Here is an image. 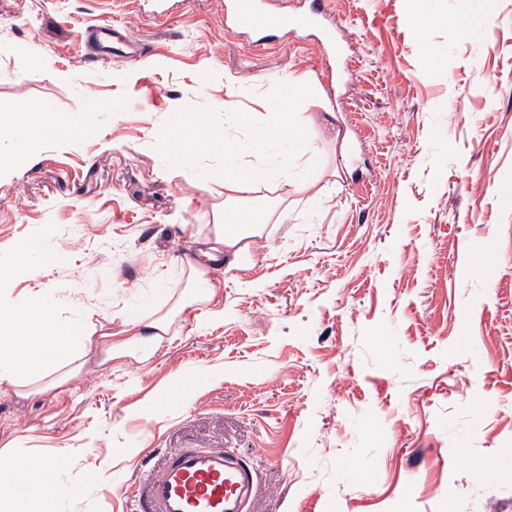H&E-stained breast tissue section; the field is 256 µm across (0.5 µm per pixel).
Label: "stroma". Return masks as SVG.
Returning <instances> with one entry per match:
<instances>
[{
  "mask_svg": "<svg viewBox=\"0 0 512 512\" xmlns=\"http://www.w3.org/2000/svg\"><path fill=\"white\" fill-rule=\"evenodd\" d=\"M345 65L297 30L259 49L224 0H0V99L58 121L0 129L5 304L111 323L120 356L0 390L10 512H129L195 442L248 460L250 512H512V0H331ZM124 25L136 61L79 33ZM306 76L311 123L266 153L321 168L317 196L254 191L262 237L193 300L224 206L226 90L255 124ZM168 315L129 343L120 316ZM69 463L56 465L59 454ZM208 265L198 264L190 266V287L198 288V297L201 301L211 302L214 299V292L210 291V278L208 276Z\"/></svg>",
  "mask_w": 512,
  "mask_h": 512,
  "instance_id": "obj_1",
  "label": "stroma"
}]
</instances>
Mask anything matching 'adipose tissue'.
I'll list each match as a JSON object with an SVG mask.
<instances>
[{
	"instance_id": "obj_1",
	"label": "adipose tissue",
	"mask_w": 512,
	"mask_h": 512,
	"mask_svg": "<svg viewBox=\"0 0 512 512\" xmlns=\"http://www.w3.org/2000/svg\"><path fill=\"white\" fill-rule=\"evenodd\" d=\"M276 112V121L252 127V150L263 151L284 132L299 134L310 122L307 114L284 101ZM255 177L254 171L239 164L224 167V212L236 222L214 225L209 251L223 255L228 266L238 263L263 233L262 226L250 221L256 204L250 185ZM100 344V337L91 332L69 335L59 318L41 305L22 310L0 306V386L21 391L43 373L72 364Z\"/></svg>"
}]
</instances>
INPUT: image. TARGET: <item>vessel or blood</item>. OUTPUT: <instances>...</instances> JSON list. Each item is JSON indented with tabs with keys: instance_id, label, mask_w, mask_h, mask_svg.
I'll return each instance as SVG.
<instances>
[{
	"instance_id": "1",
	"label": "vessel or blood",
	"mask_w": 512,
	"mask_h": 512,
	"mask_svg": "<svg viewBox=\"0 0 512 512\" xmlns=\"http://www.w3.org/2000/svg\"><path fill=\"white\" fill-rule=\"evenodd\" d=\"M327 0H313L309 14L288 11V0H225L224 19L229 27L246 32L252 46L295 26L320 27L328 18ZM81 37L95 50L120 45L124 58L141 56L142 41L112 25H90ZM255 482L251 464L219 448L190 444L171 453L162 466L147 473L131 512H247Z\"/></svg>"
}]
</instances>
